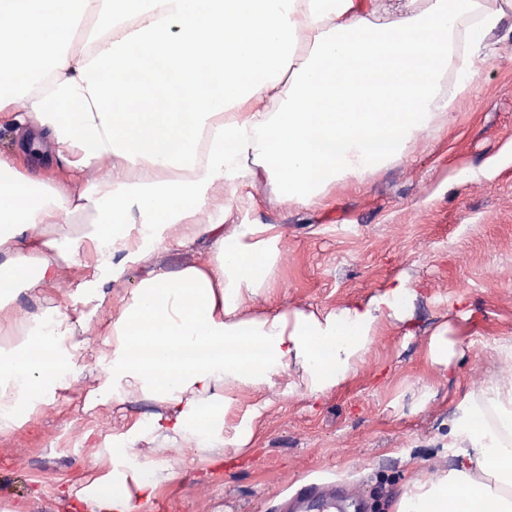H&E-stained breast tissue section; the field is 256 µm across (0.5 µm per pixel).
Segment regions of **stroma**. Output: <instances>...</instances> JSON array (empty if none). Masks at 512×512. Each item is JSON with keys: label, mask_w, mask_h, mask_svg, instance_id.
Here are the masks:
<instances>
[{"label": "stroma", "mask_w": 512, "mask_h": 512, "mask_svg": "<svg viewBox=\"0 0 512 512\" xmlns=\"http://www.w3.org/2000/svg\"><path fill=\"white\" fill-rule=\"evenodd\" d=\"M244 220L281 227L274 307L325 313L367 301L400 277L413 292L410 316L391 322L344 389L316 400L269 395L256 440L225 447L220 466L199 464L190 448L141 442L170 474L153 507L280 512L282 493L303 481L347 477L367 489L369 512H391L416 474L454 466L449 421L463 397L480 405L476 381L493 378L501 347L512 345V35L489 36L469 92L399 162L361 184L337 181L318 205L283 202L273 183L260 181L229 200L225 223ZM209 247L203 236L190 249L158 248L107 285L104 304L83 287L85 257L76 255L65 292L22 288L11 306L32 319L49 311L81 318L96 346L142 279L177 271ZM441 330L452 343L445 368L428 355ZM99 371L87 353L77 389L22 410L18 428L0 434V512H88L77 495L112 468L105 437L159 410L143 398L95 396Z\"/></svg>", "instance_id": "35a3bbf8"}]
</instances>
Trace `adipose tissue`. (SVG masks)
<instances>
[{
	"label": "adipose tissue",
	"mask_w": 512,
	"mask_h": 512,
	"mask_svg": "<svg viewBox=\"0 0 512 512\" xmlns=\"http://www.w3.org/2000/svg\"><path fill=\"white\" fill-rule=\"evenodd\" d=\"M511 16L512 0H0V118L34 124L81 186H48L0 154V268L36 266L33 291L60 286L62 256L35 231L83 212L71 249L91 252L83 285L102 302V283L125 264L211 241L179 271L150 273L112 320L98 393L163 411L121 436L111 472L84 499L91 512L157 496L159 480L144 475L154 461L136 458L145 439L194 447L211 464L227 442L248 444L252 417L236 416L238 404L290 366L313 397L350 382L402 312L406 283L324 315L250 313L277 288L282 231L225 224L221 192L261 177L284 202L319 203L329 182H361L401 159L451 115ZM141 168L152 177L133 180ZM77 333L61 317L28 355L0 357V432L16 426L22 391L45 403L69 387L88 348ZM479 390L497 426L460 404L448 432L458 467L414 479L394 512H512V454L499 450L512 443V360Z\"/></svg>",
	"instance_id": "adipose-tissue-1"
}]
</instances>
